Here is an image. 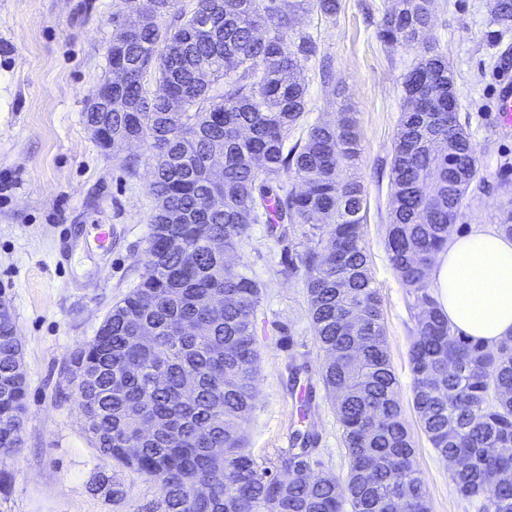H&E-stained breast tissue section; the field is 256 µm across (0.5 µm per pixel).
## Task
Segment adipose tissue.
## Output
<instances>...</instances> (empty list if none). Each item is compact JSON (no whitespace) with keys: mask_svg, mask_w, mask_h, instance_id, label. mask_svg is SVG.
<instances>
[{"mask_svg":"<svg viewBox=\"0 0 512 512\" xmlns=\"http://www.w3.org/2000/svg\"><path fill=\"white\" fill-rule=\"evenodd\" d=\"M436 300L450 324L487 347L512 336V237L473 225L436 256Z\"/></svg>","mask_w":512,"mask_h":512,"instance_id":"adipose-tissue-1","label":"adipose tissue"}]
</instances>
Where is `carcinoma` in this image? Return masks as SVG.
<instances>
[{
    "mask_svg": "<svg viewBox=\"0 0 512 512\" xmlns=\"http://www.w3.org/2000/svg\"><path fill=\"white\" fill-rule=\"evenodd\" d=\"M143 17L128 3L112 34V65L127 79L121 107L85 112L112 133V152L139 140L155 159L148 274L117 302L96 336L67 359L92 448L156 483L149 512H430L386 346L380 296L363 247L366 194L350 174L360 154L352 113L308 126L301 59L312 37L297 16L336 15V0H156ZM432 0H396L382 37L421 48L402 99L433 94L428 110L402 109L391 162L386 245L410 288L416 334L409 350L412 405L427 441L463 466L456 492L480 512H512V336L495 349L450 325L429 292L435 254L448 242L479 169L460 118L448 59L426 41ZM211 20L208 35L197 18ZM494 24L512 26V0H492ZM168 16L170 21L160 23ZM223 81L224 92L211 95ZM180 123L169 125V109ZM305 185L297 193L291 182ZM253 224H301L316 238L298 255L308 313L324 353L322 381L336 408L349 467L344 481L310 477L314 434L260 459L243 424L252 410L261 289L228 261ZM224 239V252L207 241ZM13 319H0V455L21 446L26 382ZM292 475L288 488L279 480ZM93 490L115 505L117 475Z\"/></svg>",
    "mask_w": 512,
    "mask_h": 512,
    "instance_id": "obj_1",
    "label": "carcinoma"
}]
</instances>
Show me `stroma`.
I'll return each mask as SVG.
<instances>
[{"label":"stroma","mask_w":512,"mask_h":512,"mask_svg":"<svg viewBox=\"0 0 512 512\" xmlns=\"http://www.w3.org/2000/svg\"><path fill=\"white\" fill-rule=\"evenodd\" d=\"M338 3L334 17L311 12L299 20L315 46L301 62L308 101L303 122L333 123L344 110L355 115L361 156L354 173L367 192L363 243L416 464L431 512H478L456 494L450 465L419 428L408 355L413 296L385 246L401 81L419 51L381 38L393 0ZM125 13L123 0H0V298L12 308L27 380L21 448L0 460L10 476L0 512H145L160 497L157 484L134 471L121 475L122 506L93 491L94 476L111 473L113 463L90 447L64 369L147 271L153 154L144 143L116 156L101 150L84 117L110 75L107 47ZM428 38L453 69L480 171L481 183L454 230L469 231L476 220L498 226L512 210V133L500 131L494 109L496 89L507 77L501 54L512 52V28L492 23L490 0H435ZM325 59L334 71L328 84L318 74ZM101 224L112 227L107 253L93 244ZM311 245L301 234L281 237L254 224L231 257L262 291L256 398L245 429L254 454L271 458L290 447L300 423L310 424L317 434L314 473L342 479L348 458L321 381L323 354L308 315L306 275L286 271ZM293 366L300 384L315 391L306 411L298 386L289 383Z\"/></svg>","instance_id":"stroma-1"}]
</instances>
